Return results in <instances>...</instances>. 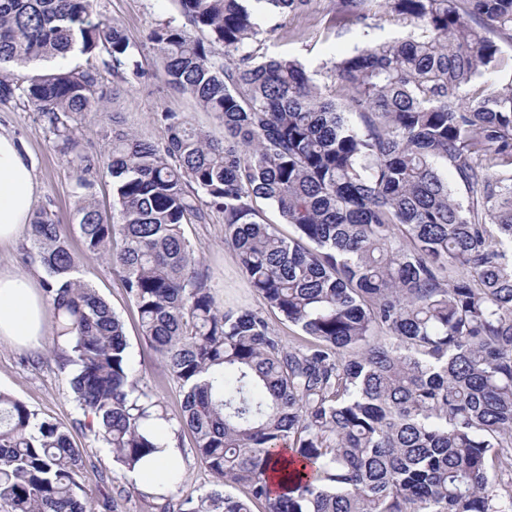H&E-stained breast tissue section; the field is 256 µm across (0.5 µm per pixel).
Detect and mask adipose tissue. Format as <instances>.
<instances>
[{
	"instance_id": "adipose-tissue-1",
	"label": "adipose tissue",
	"mask_w": 512,
	"mask_h": 512,
	"mask_svg": "<svg viewBox=\"0 0 512 512\" xmlns=\"http://www.w3.org/2000/svg\"><path fill=\"white\" fill-rule=\"evenodd\" d=\"M38 190L32 166L15 137L0 130V245L16 243L27 226ZM38 272L0 269V340L35 349L46 332L47 302ZM182 467L174 445L144 459L135 469L138 485L148 492L171 489V476Z\"/></svg>"
}]
</instances>
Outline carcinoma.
Wrapping results in <instances>:
<instances>
[{"instance_id": "cac0c4a2", "label": "carcinoma", "mask_w": 512, "mask_h": 512, "mask_svg": "<svg viewBox=\"0 0 512 512\" xmlns=\"http://www.w3.org/2000/svg\"><path fill=\"white\" fill-rule=\"evenodd\" d=\"M96 2L0 0V65L88 56L83 69L1 73L0 102L32 108L77 161L85 254L120 267L184 400L171 418L139 387L123 322L39 208L32 248L84 429L129 471L162 447L149 421L192 434L215 488L155 494V512H512V55L496 41L512 40V0H386L414 31L336 59L343 107L318 72L253 48L316 0H179L187 24L149 40L165 82L224 140L174 112L161 113V147L105 131L115 223L90 192L99 160L79 152L78 123L104 108L103 73L139 67ZM368 2L336 0L330 22L366 20ZM502 72L507 83L476 89ZM258 198L294 236L259 217ZM213 210L250 288L302 343L218 305L184 234ZM82 467L67 428L0 391V512H89Z\"/></svg>"}]
</instances>
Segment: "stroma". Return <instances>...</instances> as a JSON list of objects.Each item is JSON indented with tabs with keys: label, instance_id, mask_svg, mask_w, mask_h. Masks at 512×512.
Returning a JSON list of instances; mask_svg holds the SVG:
<instances>
[{
	"label": "stroma",
	"instance_id": "obj_1",
	"mask_svg": "<svg viewBox=\"0 0 512 512\" xmlns=\"http://www.w3.org/2000/svg\"><path fill=\"white\" fill-rule=\"evenodd\" d=\"M330 0H321L319 11H299L284 19L286 34L262 35V51L298 61L307 70L325 72L326 85L334 80L328 72L337 56L351 52L367 41L385 42L406 38L411 25L389 12L384 0H372L367 25L332 28L329 23ZM102 19L122 27L134 47L145 72L144 78L121 81L105 76L104 84L112 91L107 114L88 116L82 123L83 153L106 159L108 146L101 129L110 121L134 131L139 138L163 145L166 129L161 113L175 112L212 137L224 136L223 125L204 112L193 99L167 85L161 75L158 55L148 39L152 27L164 22L184 24L177 0H98ZM0 129L21 141L32 163L39 184L34 202L52 214L72 252L79 258L81 277L92 284L124 323L130 362L141 386L150 389L169 415L181 409L183 393L161 367L155 351L141 335L138 313L125 291L122 275L111 264L85 257L83 242L76 226V188L74 169L43 132L37 112L12 102L0 104ZM185 234L196 246L211 276V286L218 302L266 314L269 322L286 344H295L300 331L269 312L263 299L252 291L234 251L224 241V216L211 213L208 223L189 224ZM53 334L44 336L40 347L26 350L0 342V390L23 402L38 418L56 421L68 428L76 447L82 448L84 469L82 495L93 512H153L132 472L117 464L110 449L78 426L83 414L73 401L67 375L54 360ZM177 446L185 467L175 489L182 497L195 496L210 488L205 472L193 449L190 434H183Z\"/></svg>",
	"mask_w": 512,
	"mask_h": 512
}]
</instances>
